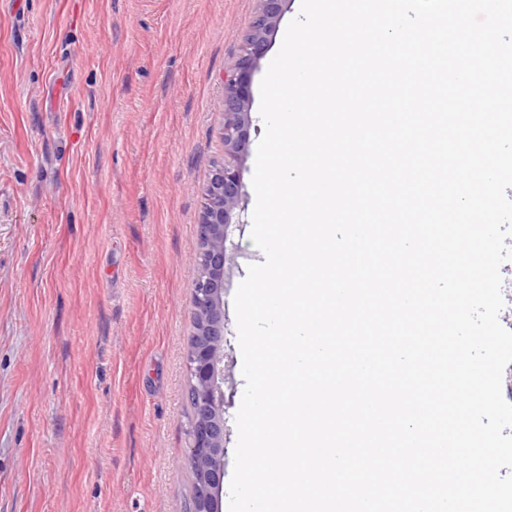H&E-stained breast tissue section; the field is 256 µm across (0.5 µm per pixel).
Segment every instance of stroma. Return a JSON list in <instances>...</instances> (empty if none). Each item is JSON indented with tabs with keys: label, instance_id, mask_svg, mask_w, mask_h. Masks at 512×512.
<instances>
[{
	"label": "stroma",
	"instance_id": "stroma-1",
	"mask_svg": "<svg viewBox=\"0 0 512 512\" xmlns=\"http://www.w3.org/2000/svg\"><path fill=\"white\" fill-rule=\"evenodd\" d=\"M300 0H284L249 87ZM259 0H0V512H183L197 226ZM231 227L224 308L264 256ZM224 475L245 381L229 323Z\"/></svg>",
	"mask_w": 512,
	"mask_h": 512
}]
</instances>
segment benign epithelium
<instances>
[{
	"label": "benign epithelium",
	"mask_w": 512,
	"mask_h": 512,
	"mask_svg": "<svg viewBox=\"0 0 512 512\" xmlns=\"http://www.w3.org/2000/svg\"><path fill=\"white\" fill-rule=\"evenodd\" d=\"M284 0H260L245 41L243 53L232 73L224 79V165L209 180L198 225L202 243L198 261L209 275L193 284L195 312L204 315L202 338L189 346L187 371L196 389L199 420L189 438L188 465L203 474L205 492L190 512H213L214 494L224 480V342L228 319L224 313V268L228 258L229 225H243L242 181L239 154L250 135L249 85L267 47V35L275 26Z\"/></svg>",
	"instance_id": "obj_1"
}]
</instances>
